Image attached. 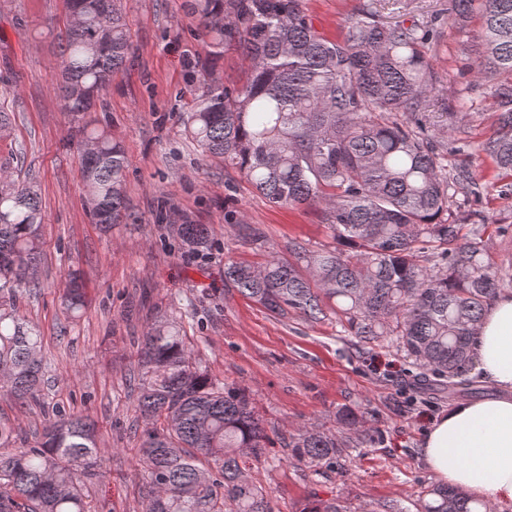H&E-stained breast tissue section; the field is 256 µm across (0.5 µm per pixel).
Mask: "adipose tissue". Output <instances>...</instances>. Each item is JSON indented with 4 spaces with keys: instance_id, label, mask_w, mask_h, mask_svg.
Segmentation results:
<instances>
[{
    "instance_id": "1",
    "label": "adipose tissue",
    "mask_w": 512,
    "mask_h": 512,
    "mask_svg": "<svg viewBox=\"0 0 512 512\" xmlns=\"http://www.w3.org/2000/svg\"><path fill=\"white\" fill-rule=\"evenodd\" d=\"M474 353L483 380L501 394L460 402L436 419L421 447L439 483L473 498L512 504V293L488 306Z\"/></svg>"
}]
</instances>
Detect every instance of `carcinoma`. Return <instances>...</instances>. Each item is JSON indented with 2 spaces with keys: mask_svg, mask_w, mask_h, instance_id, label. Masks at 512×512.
<instances>
[{
  "mask_svg": "<svg viewBox=\"0 0 512 512\" xmlns=\"http://www.w3.org/2000/svg\"><path fill=\"white\" fill-rule=\"evenodd\" d=\"M303 0H187L199 17L206 55L240 51V85L201 68L186 134L205 156L237 168L276 206H318L335 245L288 243V258L254 267L230 261L224 277L271 313L316 322L336 317L360 343L394 347L412 361L413 385L456 399L472 393V342L487 306L512 285V269L492 263L482 244L487 219L471 209L481 187L467 166L445 156L464 150L451 124L432 120L427 98L440 92L429 47L433 25H388L379 0L348 32L329 38L305 14ZM59 87L77 122L80 174L95 223L109 230L127 217L126 165L119 142L85 120L110 77L132 53L121 0H67ZM462 25L481 19L476 74L494 81L497 127L480 145L512 177V0H452ZM45 215L34 186L0 175V386L20 404L40 402L46 366L40 332L17 311L25 287H37ZM175 234L201 258L204 224ZM64 307L82 315L85 288L75 274ZM193 305L147 327L138 349L137 407L142 432L140 496L146 512H274L271 491L251 474L267 458L269 438L249 393L192 361L184 322ZM17 427L0 418V512H92L86 484L104 478L95 424L59 408L16 446ZM288 447L300 462L334 466L348 455L341 438L304 429ZM302 512H346L313 498ZM417 512H493L486 500L438 484Z\"/></svg>",
  "mask_w": 512,
  "mask_h": 512,
  "instance_id": "1",
  "label": "carcinoma"
}]
</instances>
